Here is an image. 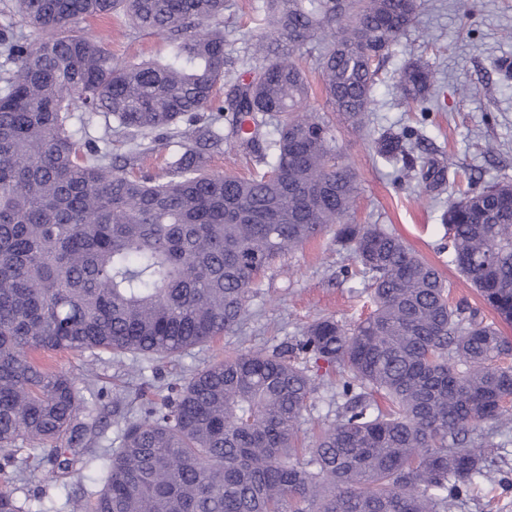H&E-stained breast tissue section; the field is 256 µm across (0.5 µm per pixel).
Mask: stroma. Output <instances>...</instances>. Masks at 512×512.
Listing matches in <instances>:
<instances>
[{
    "label": "stroma",
    "mask_w": 512,
    "mask_h": 512,
    "mask_svg": "<svg viewBox=\"0 0 512 512\" xmlns=\"http://www.w3.org/2000/svg\"><path fill=\"white\" fill-rule=\"evenodd\" d=\"M224 13L225 50L230 60L243 56L262 32L263 0H228ZM414 25L390 48L369 112L372 131L412 127L424 138L419 150L425 164L444 169L463 181L473 175L479 186L512 182V0H474V14L464 17L458 0H424ZM85 31L102 39L120 60L166 56L163 37L130 29L122 18L91 20ZM434 74L425 110H408L397 88L400 71L412 60ZM478 87L464 97L461 83ZM336 145L357 173L359 194L348 218L352 224H379L402 238L421 257L436 265L452 285L453 300L476 306L480 298L448 263L441 215L448 204L444 191L426 189L420 171H407L374 153L369 138L348 130L332 116ZM352 264L337 252L331 236L308 242L287 254L255 288L246 320L213 343L157 363L144 356L107 351L58 352L48 365L89 382V413L96 426L89 446L100 451L118 445V414L136 416L158 400L167 386L183 383L191 373L235 353L269 350L300 335L314 319L326 315L350 324L364 311L360 280L346 276ZM18 497L45 495L57 500L65 492L30 465L7 469Z\"/></svg>",
    "instance_id": "1"
}]
</instances>
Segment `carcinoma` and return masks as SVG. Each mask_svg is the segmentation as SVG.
I'll use <instances>...</instances> for the list:
<instances>
[{
	"mask_svg": "<svg viewBox=\"0 0 512 512\" xmlns=\"http://www.w3.org/2000/svg\"><path fill=\"white\" fill-rule=\"evenodd\" d=\"M29 39L0 26V469L40 450L48 478L102 485L66 494L70 512H455L485 481H503L493 441L512 427V184L468 186L441 216L448 263L498 320L454 303L439 270L378 224H349L358 183L329 122L310 108L306 72L284 52L312 45L330 111L365 119L380 61L416 21L422 0H267L268 34L229 73L227 0H14ZM123 13L163 35L159 61L112 57L79 24ZM434 82L420 61L398 85L407 105ZM103 116L102 136L73 119ZM185 124L167 180L127 175L108 149ZM415 132H385L375 153L414 168ZM229 143L264 163L250 177L213 174ZM333 233L370 290L352 325L308 324L278 351L210 363L159 405L123 417L120 446L84 448V388L36 354L107 350L166 359L233 331L276 260ZM336 369V417L304 448L319 388L301 362ZM0 512L32 510L9 481Z\"/></svg>",
	"mask_w": 512,
	"mask_h": 512,
	"instance_id": "obj_1",
	"label": "carcinoma"
}]
</instances>
